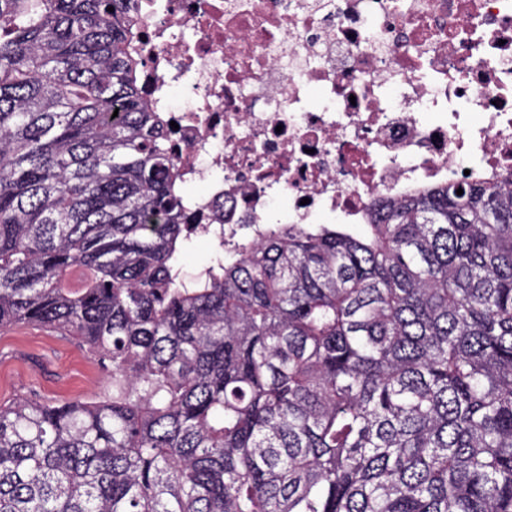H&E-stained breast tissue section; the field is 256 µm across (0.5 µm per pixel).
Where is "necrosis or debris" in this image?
I'll use <instances>...</instances> for the list:
<instances>
[{
	"label": "necrosis or debris",
	"instance_id": "1",
	"mask_svg": "<svg viewBox=\"0 0 512 512\" xmlns=\"http://www.w3.org/2000/svg\"><path fill=\"white\" fill-rule=\"evenodd\" d=\"M132 49L192 223L224 245L376 195L512 175V0H141ZM187 107L176 108L174 92Z\"/></svg>",
	"mask_w": 512,
	"mask_h": 512
}]
</instances>
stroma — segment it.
<instances>
[{
	"label": "stroma",
	"instance_id": "1",
	"mask_svg": "<svg viewBox=\"0 0 512 512\" xmlns=\"http://www.w3.org/2000/svg\"><path fill=\"white\" fill-rule=\"evenodd\" d=\"M109 381L75 339L24 326L0 332V403L35 392L43 400L88 399Z\"/></svg>",
	"mask_w": 512,
	"mask_h": 512
}]
</instances>
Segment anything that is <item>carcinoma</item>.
<instances>
[{"mask_svg": "<svg viewBox=\"0 0 512 512\" xmlns=\"http://www.w3.org/2000/svg\"><path fill=\"white\" fill-rule=\"evenodd\" d=\"M138 11L0 0V331L110 378L0 405V512H512V179L275 224L186 279Z\"/></svg>", "mask_w": 512, "mask_h": 512, "instance_id": "1", "label": "carcinoma"}]
</instances>
